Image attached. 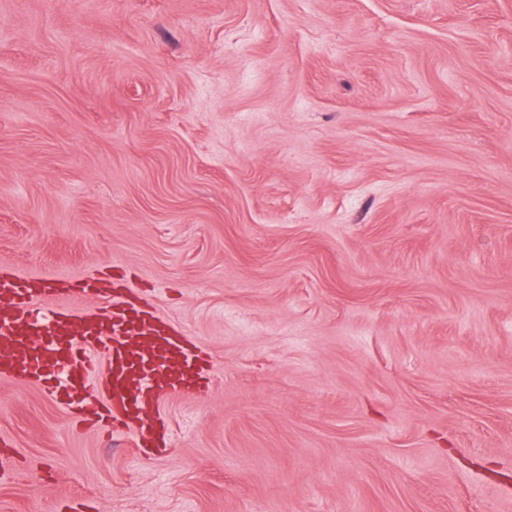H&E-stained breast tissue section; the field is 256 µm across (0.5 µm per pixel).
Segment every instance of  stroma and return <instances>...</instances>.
I'll return each mask as SVG.
<instances>
[{"instance_id":"obj_1","label":"stroma","mask_w":512,"mask_h":512,"mask_svg":"<svg viewBox=\"0 0 512 512\" xmlns=\"http://www.w3.org/2000/svg\"><path fill=\"white\" fill-rule=\"evenodd\" d=\"M209 355L166 449L0 380V512H512V0H0V276Z\"/></svg>"}]
</instances>
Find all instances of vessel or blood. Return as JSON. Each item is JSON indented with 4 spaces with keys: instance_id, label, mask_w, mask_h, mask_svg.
I'll return each mask as SVG.
<instances>
[{
    "instance_id": "obj_1",
    "label": "vessel or blood",
    "mask_w": 512,
    "mask_h": 512,
    "mask_svg": "<svg viewBox=\"0 0 512 512\" xmlns=\"http://www.w3.org/2000/svg\"><path fill=\"white\" fill-rule=\"evenodd\" d=\"M51 293L44 280L0 276V379L47 389L81 421L159 432L162 400L193 391L205 371L193 337L108 294L93 313L40 309Z\"/></svg>"
}]
</instances>
